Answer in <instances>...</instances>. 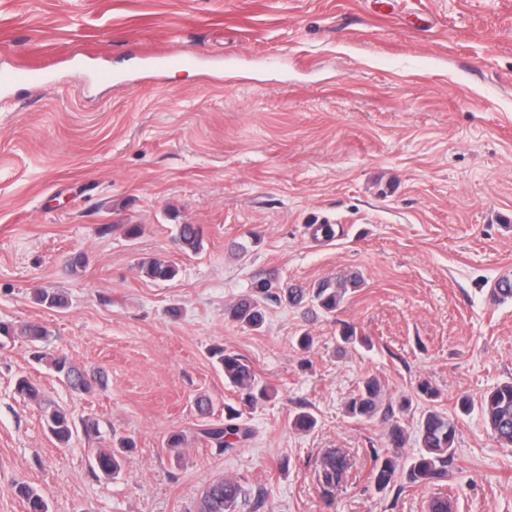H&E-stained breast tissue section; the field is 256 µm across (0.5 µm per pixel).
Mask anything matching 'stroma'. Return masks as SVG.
Returning a JSON list of instances; mask_svg holds the SVG:
<instances>
[{"label":"stroma","mask_w":512,"mask_h":512,"mask_svg":"<svg viewBox=\"0 0 512 512\" xmlns=\"http://www.w3.org/2000/svg\"><path fill=\"white\" fill-rule=\"evenodd\" d=\"M379 2L0 0V69L55 75L0 98V321L42 323L46 351L105 380L74 392L32 345L0 341V512H27L21 483L50 512H195L224 477L245 488L238 512H428L442 495L455 512H512V450L477 407L460 416L447 480L401 475L383 492L370 476L388 425L346 412L370 378L383 403L409 399L405 462L425 412L457 414L460 397L512 381V298L492 294L512 276V0ZM164 51L200 62L146 78L140 55ZM95 68L117 83L89 84ZM180 224L203 227L201 251L177 243ZM313 224L335 237L313 239ZM77 253L88 263L69 271ZM152 258L177 276L147 277ZM261 278L305 298L265 299L254 330L227 309ZM339 278L350 285L330 316L313 294ZM38 288L65 306L37 303ZM346 324L369 346L341 343ZM216 346L268 390L239 420L248 438L221 451L200 431L239 393ZM21 375L42 401L16 393ZM46 403L99 437L58 444ZM303 410L307 432L291 426ZM125 439L120 475L94 477L95 450ZM327 448L354 463L328 492L315 474Z\"/></svg>","instance_id":"stroma-1"}]
</instances>
